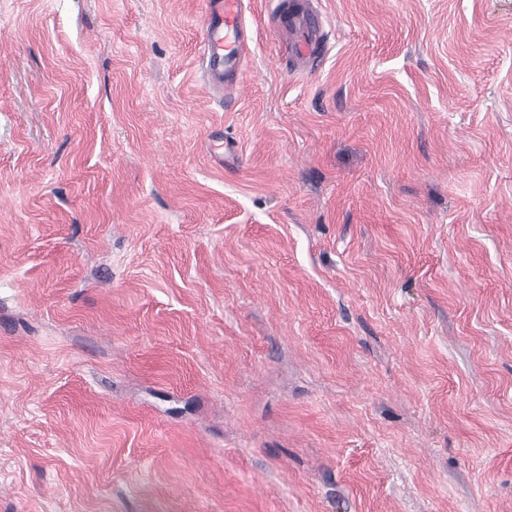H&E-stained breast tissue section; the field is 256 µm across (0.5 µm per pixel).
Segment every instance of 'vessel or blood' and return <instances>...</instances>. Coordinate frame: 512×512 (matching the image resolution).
Returning <instances> with one entry per match:
<instances>
[{"label": "vessel or blood", "instance_id": "1", "mask_svg": "<svg viewBox=\"0 0 512 512\" xmlns=\"http://www.w3.org/2000/svg\"><path fill=\"white\" fill-rule=\"evenodd\" d=\"M275 12L289 18L297 31L295 61L306 65L324 40L320 22L303 0H270ZM245 0H206L199 56L208 84L231 102L240 84L251 40L245 22Z\"/></svg>", "mask_w": 512, "mask_h": 512}]
</instances>
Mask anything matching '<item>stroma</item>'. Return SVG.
<instances>
[{"label":"stroma","mask_w":512,"mask_h":512,"mask_svg":"<svg viewBox=\"0 0 512 512\" xmlns=\"http://www.w3.org/2000/svg\"><path fill=\"white\" fill-rule=\"evenodd\" d=\"M0 0V512H512V0ZM199 56L204 76L214 90L224 92L231 104L240 84L244 58L251 40L245 22L244 0H207ZM273 6V11L283 15L290 24L295 33L305 29L297 38L295 43V62L301 66H306L316 51V47L321 45L324 40V32L320 27L321 22L314 16L310 2L302 0H269Z\"/></svg>","instance_id":"stroma-1"}]
</instances>
